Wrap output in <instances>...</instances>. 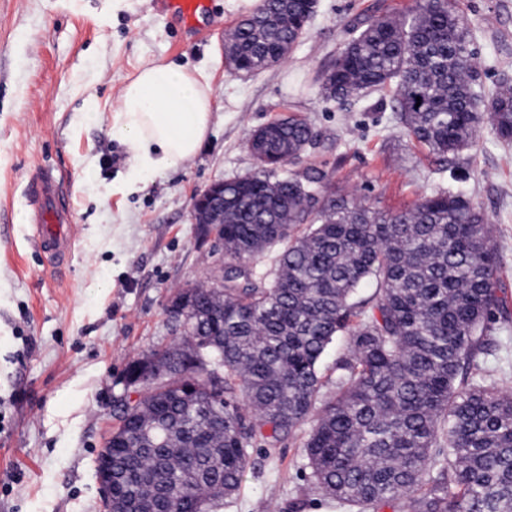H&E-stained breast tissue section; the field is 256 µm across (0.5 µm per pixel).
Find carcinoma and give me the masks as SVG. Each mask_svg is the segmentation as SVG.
<instances>
[{
  "mask_svg": "<svg viewBox=\"0 0 512 512\" xmlns=\"http://www.w3.org/2000/svg\"><path fill=\"white\" fill-rule=\"evenodd\" d=\"M307 0H261L229 32L237 72H260L302 38ZM329 100L393 92L407 135L440 160L477 147L489 123L512 143V86L476 83L457 0H415L402 19L376 16L323 78ZM316 141L290 112L249 138L253 172L224 181L229 262L210 285H188L184 338L131 361L125 376L159 372L123 405L99 454L112 466V512H198L207 492L233 495L252 441L274 446L308 427L313 488L351 512L398 500L406 512H512V391L478 358L512 336H487L502 315L494 225L449 189L384 212L324 197V171L283 167ZM281 246L271 279L244 260ZM376 284L373 304L356 300ZM336 394L316 407L319 364L337 337Z\"/></svg>",
  "mask_w": 512,
  "mask_h": 512,
  "instance_id": "cac0c4a2",
  "label": "carcinoma"
}]
</instances>
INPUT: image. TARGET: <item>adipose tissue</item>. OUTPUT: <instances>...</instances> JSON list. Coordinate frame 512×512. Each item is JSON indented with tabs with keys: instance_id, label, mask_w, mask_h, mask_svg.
<instances>
[{
	"instance_id": "ef3b65f1",
	"label": "adipose tissue",
	"mask_w": 512,
	"mask_h": 512,
	"mask_svg": "<svg viewBox=\"0 0 512 512\" xmlns=\"http://www.w3.org/2000/svg\"><path fill=\"white\" fill-rule=\"evenodd\" d=\"M212 108L213 89L198 71L162 60L142 66L123 86L112 115L113 137L131 152L120 191L190 161L209 131Z\"/></svg>"
}]
</instances>
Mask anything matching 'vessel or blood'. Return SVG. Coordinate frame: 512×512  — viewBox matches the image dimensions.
<instances>
[{
	"label": "vessel or blood",
	"mask_w": 512,
	"mask_h": 512,
	"mask_svg": "<svg viewBox=\"0 0 512 512\" xmlns=\"http://www.w3.org/2000/svg\"><path fill=\"white\" fill-rule=\"evenodd\" d=\"M161 7L189 22L205 13L206 0H162ZM28 193L40 250L55 259H64L71 247L69 198L46 177L32 179Z\"/></svg>",
	"instance_id": "obj_1"
}]
</instances>
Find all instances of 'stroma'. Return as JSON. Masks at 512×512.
<instances>
[{"label": "stroma", "mask_w": 512, "mask_h": 512, "mask_svg": "<svg viewBox=\"0 0 512 512\" xmlns=\"http://www.w3.org/2000/svg\"><path fill=\"white\" fill-rule=\"evenodd\" d=\"M259 0H211L197 28L157 0H0V512H105L96 459L115 421L127 364L170 342L180 288L218 274L223 252L199 242L191 202L211 183L252 172L250 134L289 111L318 134L292 174L315 166L333 190L385 212L444 188L471 198L495 226L512 308V146L490 127L477 150L439 163L405 133L390 92L342 103L322 81L370 15L406 14L414 0H318L300 42L260 73L231 72L224 37ZM479 82L512 83V0H460ZM164 60L206 73L208 134L179 168L121 194L130 152L110 125L123 85ZM101 114L79 123L85 104ZM94 166L97 179L82 171ZM37 171L70 195L73 250L40 251L27 185ZM304 433L255 440L241 486L222 512H337L313 490Z\"/></svg>", "instance_id": "obj_1"}]
</instances>
